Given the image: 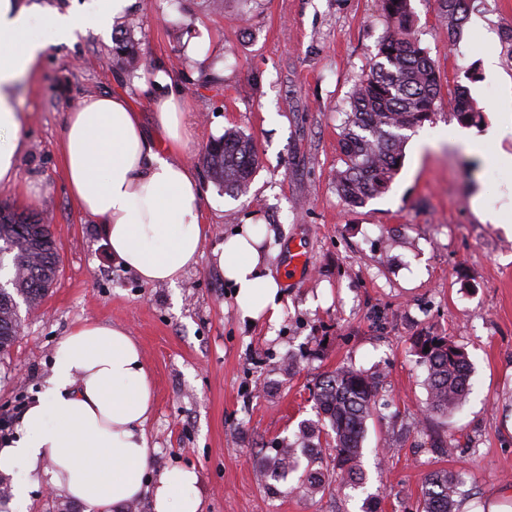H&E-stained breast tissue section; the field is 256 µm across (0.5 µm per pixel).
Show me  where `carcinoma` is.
I'll use <instances>...</instances> for the list:
<instances>
[{
    "label": "carcinoma",
    "instance_id": "1",
    "mask_svg": "<svg viewBox=\"0 0 512 512\" xmlns=\"http://www.w3.org/2000/svg\"><path fill=\"white\" fill-rule=\"evenodd\" d=\"M448 18V46L463 28L468 0H436ZM390 24L378 44L374 62L363 73L350 97V110L339 142L345 168L336 175V188L352 207H359L390 188L403 158L406 130L431 120L440 94V76L412 33L410 0H381ZM135 43L118 39L112 59L125 61ZM453 112L462 125L476 120L477 110L466 87L454 90ZM210 178L226 191L246 190L256 169L253 140L227 130L213 139L201 157ZM11 259L12 282L0 288V352L17 335L16 298L38 306L55 280L59 254L49 225L37 212H19L0 203V262ZM416 355L427 367V399L423 421L446 417L470 391L471 366L465 351L448 336L422 332L412 340ZM429 351H424V348ZM378 394L375 376L350 365L324 375L311 393L318 420L301 425L294 443L274 448L257 468L261 484L298 474L309 492L342 491L364 480L362 443ZM461 475L438 471L421 485L418 512H457Z\"/></svg>",
    "mask_w": 512,
    "mask_h": 512
}]
</instances>
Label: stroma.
<instances>
[{
  "instance_id": "obj_1",
  "label": "stroma",
  "mask_w": 512,
  "mask_h": 512,
  "mask_svg": "<svg viewBox=\"0 0 512 512\" xmlns=\"http://www.w3.org/2000/svg\"><path fill=\"white\" fill-rule=\"evenodd\" d=\"M415 37L441 77L431 129L455 123L453 91L464 85L480 111L481 135L500 98L479 57L487 40L512 78V0H470L468 20L448 46L435 0H411ZM131 38L135 60L113 63L122 21L49 47L18 87L31 121L18 161L21 183L39 189L27 203L0 186V203L36 210L60 254L58 275L38 310L20 308L13 346L0 352V420L15 429L47 377L56 343L86 321L125 328L140 344L154 387L147 425L158 476L174 466L200 476L203 512H415L424 475L461 471L458 501L477 512L490 495L512 505V232L483 222L472 196L512 205L496 174L461 143L406 141L401 170L385 194L347 206L336 190L340 133L349 97L388 30L380 0H230L223 13L203 0H139ZM163 68L180 78L190 114L183 161L235 129L252 138L258 163L245 194L223 191L205 168L203 254L176 287L149 285L113 258L100 225L71 200L59 148L66 112L89 94L121 90L153 114L135 83ZM244 224L271 235L269 263L288 267L291 248L307 264L286 279L277 322L248 321L213 251ZM431 331L469 354L471 392L447 420L453 449L426 444L416 419L425 406V366L410 339ZM294 358L296 371L282 365ZM348 364L376 373L379 394L363 441L366 479L341 494L259 485L266 449L294 442L316 417L310 390ZM396 449L375 450L385 441ZM26 472L0 473V512H85L47 483L15 496Z\"/></svg>"
}]
</instances>
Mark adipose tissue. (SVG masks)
I'll return each mask as SVG.
<instances>
[{"instance_id": "1", "label": "adipose tissue", "mask_w": 512, "mask_h": 512, "mask_svg": "<svg viewBox=\"0 0 512 512\" xmlns=\"http://www.w3.org/2000/svg\"><path fill=\"white\" fill-rule=\"evenodd\" d=\"M138 0H91L80 13L41 14L0 0V186L17 180L26 149L28 115L16 86L39 66L48 47L71 44L77 32L107 29L112 18L135 11ZM488 78L500 84L504 112L473 147L495 172L512 182V80L501 79L493 52ZM173 79L163 69L143 75L140 93L154 113L144 127L127 94H91L66 114L61 159L77 207L102 224L113 256L148 284L176 286L202 254L204 192L182 161L186 117ZM264 234L247 224L215 251L217 267L235 288L242 317L275 321L282 308L280 275L271 269ZM153 384L140 345L122 327L88 322L58 341L46 386L22 414L16 437L0 447V473L16 468L43 474L49 485L86 512L113 508L151 493L153 512H202L197 472L166 469L148 477L146 424Z\"/></svg>"}]
</instances>
